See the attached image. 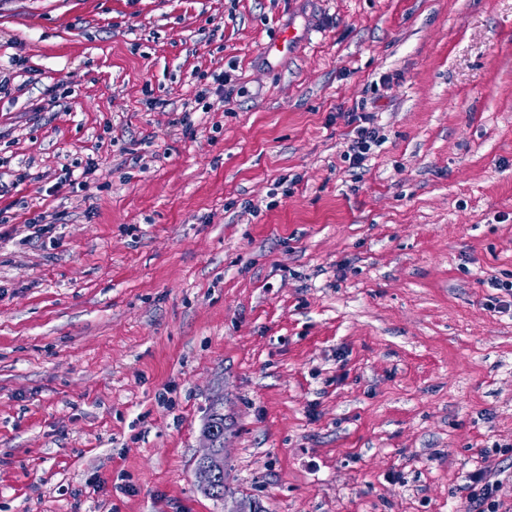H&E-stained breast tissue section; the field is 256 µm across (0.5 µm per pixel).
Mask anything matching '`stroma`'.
<instances>
[{
	"label": "stroma",
	"mask_w": 512,
	"mask_h": 512,
	"mask_svg": "<svg viewBox=\"0 0 512 512\" xmlns=\"http://www.w3.org/2000/svg\"><path fill=\"white\" fill-rule=\"evenodd\" d=\"M1 78L0 512H467L512 460V0H0ZM298 38L297 32L291 30L286 31L278 38L267 43L264 48V53L267 57H271L272 59L287 58L293 55ZM348 124L353 125L352 139L346 142L343 158L353 168H361L368 159L372 145L378 146L381 141L378 129L373 124L371 112H347ZM203 452L196 466L198 488L207 492L217 479L224 474V448H219L217 442L208 433H202ZM495 472L493 468L484 466L469 474L468 512H499L500 503L495 499L497 481L492 480Z\"/></svg>",
	"instance_id": "35a3bbf8"
}]
</instances>
